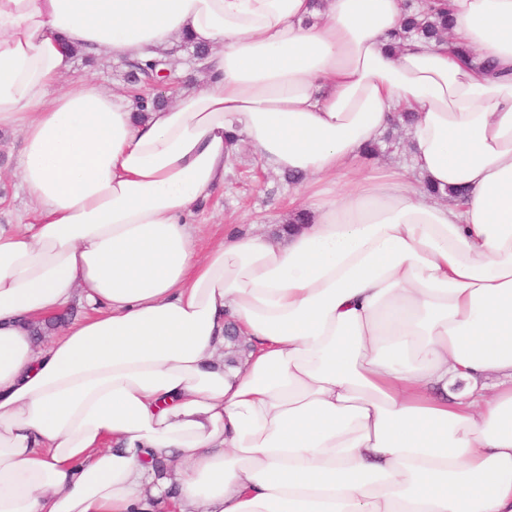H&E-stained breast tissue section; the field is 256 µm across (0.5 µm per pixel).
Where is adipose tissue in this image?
<instances>
[{
    "label": "adipose tissue",
    "instance_id": "adipose-tissue-1",
    "mask_svg": "<svg viewBox=\"0 0 512 512\" xmlns=\"http://www.w3.org/2000/svg\"><path fill=\"white\" fill-rule=\"evenodd\" d=\"M449 4L435 43L405 0H0V512H512V0ZM186 37L165 105L52 89ZM402 113L409 168L363 175ZM231 133L301 221L201 253ZM21 143L19 130L0 131V225L18 224L25 211V200L17 180L6 166L7 159L17 154Z\"/></svg>",
    "mask_w": 512,
    "mask_h": 512
}]
</instances>
